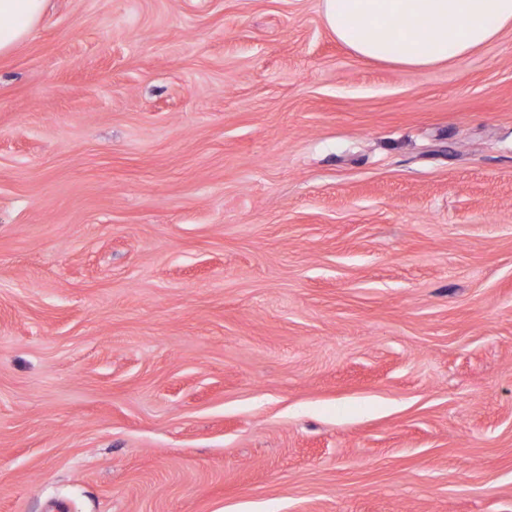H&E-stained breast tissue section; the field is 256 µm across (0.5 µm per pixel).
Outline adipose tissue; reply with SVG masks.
Listing matches in <instances>:
<instances>
[{
	"label": "adipose tissue",
	"mask_w": 512,
	"mask_h": 512,
	"mask_svg": "<svg viewBox=\"0 0 512 512\" xmlns=\"http://www.w3.org/2000/svg\"><path fill=\"white\" fill-rule=\"evenodd\" d=\"M47 0H0V57L24 43ZM326 25L362 59L411 71L462 61L512 24V0H323Z\"/></svg>",
	"instance_id": "ef3b65f1"
}]
</instances>
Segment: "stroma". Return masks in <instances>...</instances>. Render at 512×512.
Returning a JSON list of instances; mask_svg holds the SVG:
<instances>
[{
    "label": "stroma",
    "instance_id": "35a3bbf8",
    "mask_svg": "<svg viewBox=\"0 0 512 512\" xmlns=\"http://www.w3.org/2000/svg\"><path fill=\"white\" fill-rule=\"evenodd\" d=\"M0 512H512V26L413 72L322 0H48L0 58Z\"/></svg>",
    "mask_w": 512,
    "mask_h": 512
}]
</instances>
